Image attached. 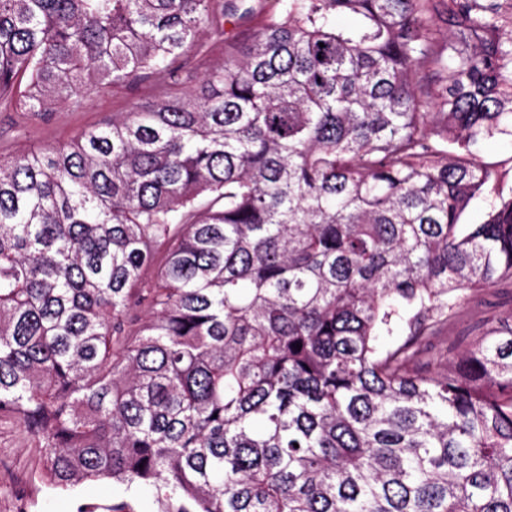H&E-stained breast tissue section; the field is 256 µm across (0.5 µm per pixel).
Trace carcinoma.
Segmentation results:
<instances>
[{"label":"carcinoma","mask_w":512,"mask_h":512,"mask_svg":"<svg viewBox=\"0 0 512 512\" xmlns=\"http://www.w3.org/2000/svg\"><path fill=\"white\" fill-rule=\"evenodd\" d=\"M506 4L282 0L187 86L221 0H0L23 112L184 86L0 158V414L48 484L157 512H512V324L423 361L465 292L512 281V197L459 224L512 129Z\"/></svg>","instance_id":"obj_1"}]
</instances>
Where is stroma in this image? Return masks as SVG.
Segmentation results:
<instances>
[{"mask_svg": "<svg viewBox=\"0 0 512 512\" xmlns=\"http://www.w3.org/2000/svg\"><path fill=\"white\" fill-rule=\"evenodd\" d=\"M280 0H224V40L213 42L203 36L182 56L183 72L198 80L205 72L222 67L224 46L232 43L245 49L261 16L278 12ZM159 90L149 79L93 90L81 105L57 107L34 119L28 113L0 104V157H11L46 146H62L84 131L110 122L139 103L155 99ZM484 162L497 170L499 178L476 195L461 214L464 224L483 221L499 198L512 196V136L488 140L481 153ZM512 316V283L467 292L454 317L434 340V353L459 348L488 318ZM123 487L87 481L68 490L49 486L41 477L35 441L10 417L0 418V512H76L81 504L104 506L123 498Z\"/></svg>", "mask_w": 512, "mask_h": 512, "instance_id": "obj_1", "label": "stroma"}]
</instances>
